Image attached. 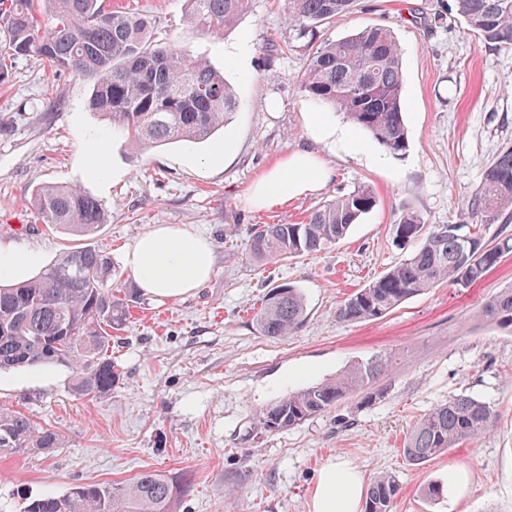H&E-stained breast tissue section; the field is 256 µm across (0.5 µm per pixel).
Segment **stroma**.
Masks as SVG:
<instances>
[{"label": "stroma", "instance_id": "obj_1", "mask_svg": "<svg viewBox=\"0 0 512 512\" xmlns=\"http://www.w3.org/2000/svg\"><path fill=\"white\" fill-rule=\"evenodd\" d=\"M152 15L156 39L207 57L239 100L225 132L200 143L173 142L133 154L123 132L90 106L94 81L18 59L0 83V241L31 253L32 272L65 252H110L123 283V254L158 224H185L211 239L215 271L182 300L138 297L129 326L109 352L119 379L104 398H76L72 370L0 371V404L62 431L63 445L0 458V512H22L46 494L82 483L120 484L145 470L191 473L175 512H310L323 465L349 462L365 480L387 473L399 492L392 512H512V330L477 318L512 287V255L469 287L439 284L387 315L352 323L337 318L347 297L374 281L411 246L396 239L401 213L426 224H457L488 164L512 146V46L481 43L449 15L448 0H358L353 14L324 35L338 39L367 25L389 28L402 48V104L409 147L389 153L332 106L306 96L299 79L307 50L277 53L287 41L278 0L250 11L213 37L185 22V0H113ZM344 127L347 140L323 138L316 122ZM232 135L233 148L212 168L197 158ZM311 151L332 176L326 187L288 205L257 212L249 187L289 153ZM105 151L112 177L91 176L87 159ZM80 187L99 199L106 222L79 236L42 223L34 192ZM367 185L376 207L325 249L256 263L245 243L260 224H296L324 201ZM298 288L305 319L289 336L259 334L253 306L273 287ZM380 356L387 370L373 398L353 393L288 429L254 433L261 413L288 394ZM489 404L495 418L477 442L423 465L402 453L412 424L452 396ZM444 493L426 497L428 484Z\"/></svg>", "mask_w": 512, "mask_h": 512}]
</instances>
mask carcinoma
I'll list each match as a JSON object with an SVG mask.
<instances>
[{
	"mask_svg": "<svg viewBox=\"0 0 512 512\" xmlns=\"http://www.w3.org/2000/svg\"><path fill=\"white\" fill-rule=\"evenodd\" d=\"M187 23L210 35L235 25L251 0H185ZM356 0H283V16L294 41L313 49L299 85L310 98L332 105L393 154L408 148L402 109L401 48L392 32L368 25L337 40L319 41L322 29L351 14ZM450 11L489 46L512 45V0H453ZM52 18L42 28L39 15ZM156 20L112 9L106 0H0V81L12 62L39 57L55 69L95 79L92 108L125 132L134 153L169 141L203 142L227 126L239 101L224 75L207 60L173 43L153 38ZM42 223L81 236L106 222L96 197L76 186L47 185L35 193ZM376 205L363 186L324 202L300 224H263L246 243L257 260L317 252L345 238ZM512 215V148L488 166L468 204V217L494 224ZM402 242L419 247L337 309L345 322L380 318L407 299L442 282L470 286L512 254V234L487 242L480 224L430 226L406 211L396 224ZM116 269L109 252L79 247L19 283H0V370L33 368L50 361L74 373L72 391L104 397L119 379L108 354L112 331L122 330L136 302L134 286L114 290ZM477 316L512 327V289L488 301ZM305 318L301 292L290 285L271 290L254 315L263 336L286 337ZM387 368L373 358L335 378L289 393L262 412L258 430L273 433L295 426L334 406L346 394L368 392ZM493 422L491 407L459 394L436 406L412 426L402 452L418 465L465 441H477ZM60 433L35 425L25 414L0 405V455L59 447ZM191 478L145 470L126 484H79L62 495H44L23 512H174V502ZM396 479L381 474L369 484L363 512H391Z\"/></svg>",
	"mask_w": 512,
	"mask_h": 512,
	"instance_id": "carcinoma-1",
	"label": "carcinoma"
}]
</instances>
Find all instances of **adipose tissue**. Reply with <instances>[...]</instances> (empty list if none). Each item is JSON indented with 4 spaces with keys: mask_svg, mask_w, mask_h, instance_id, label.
Returning a JSON list of instances; mask_svg holds the SVG:
<instances>
[{
    "mask_svg": "<svg viewBox=\"0 0 512 512\" xmlns=\"http://www.w3.org/2000/svg\"><path fill=\"white\" fill-rule=\"evenodd\" d=\"M326 166L307 150L294 151L250 188L247 202L272 209L319 190ZM126 264L141 295L174 301L194 293L210 279L214 251L206 238L182 224H161L143 233L125 251ZM364 478L350 463L331 462L319 472L310 512H359Z\"/></svg>",
    "mask_w": 512,
    "mask_h": 512,
    "instance_id": "obj_1",
    "label": "adipose tissue"
}]
</instances>
